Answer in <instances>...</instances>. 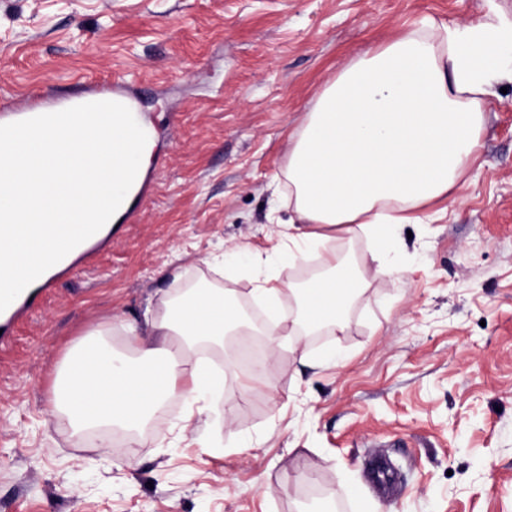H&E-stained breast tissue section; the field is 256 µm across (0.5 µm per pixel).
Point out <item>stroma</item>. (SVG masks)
Here are the masks:
<instances>
[{
    "instance_id": "stroma-1",
    "label": "stroma",
    "mask_w": 512,
    "mask_h": 512,
    "mask_svg": "<svg viewBox=\"0 0 512 512\" xmlns=\"http://www.w3.org/2000/svg\"><path fill=\"white\" fill-rule=\"evenodd\" d=\"M512 0H0V95L105 82L155 131L147 196L58 281L0 350V512H512V83L485 104L481 147L426 223L400 225L401 275L364 235L338 246L365 285L341 334L266 343L250 384L241 335L199 344L209 384L166 404L127 460L75 439L50 405L67 350L144 322L212 278L250 306L288 220V144L325 83L424 19L466 24ZM243 247L271 255L262 271Z\"/></svg>"
}]
</instances>
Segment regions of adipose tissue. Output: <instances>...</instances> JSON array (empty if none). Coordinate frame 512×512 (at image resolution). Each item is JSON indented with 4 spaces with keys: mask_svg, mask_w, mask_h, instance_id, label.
I'll use <instances>...</instances> for the list:
<instances>
[{
    "mask_svg": "<svg viewBox=\"0 0 512 512\" xmlns=\"http://www.w3.org/2000/svg\"><path fill=\"white\" fill-rule=\"evenodd\" d=\"M512 82V17L470 25L426 19L347 64L319 93L288 148V206L279 236L296 261L318 253L321 273L308 282L262 285L274 311L268 336L342 330L361 288L339 235L386 239L400 225L421 224L420 210L447 197L474 161L484 100L495 82ZM290 299L294 308L281 307ZM242 323L236 302L217 288L164 297L144 324L87 331L68 350L52 390L74 438L97 428L138 433L184 380H197L185 356L197 344L223 342ZM118 334L137 363L119 366L97 340Z\"/></svg>",
    "mask_w": 512,
    "mask_h": 512,
    "instance_id": "ef3b65f1",
    "label": "adipose tissue"
}]
</instances>
